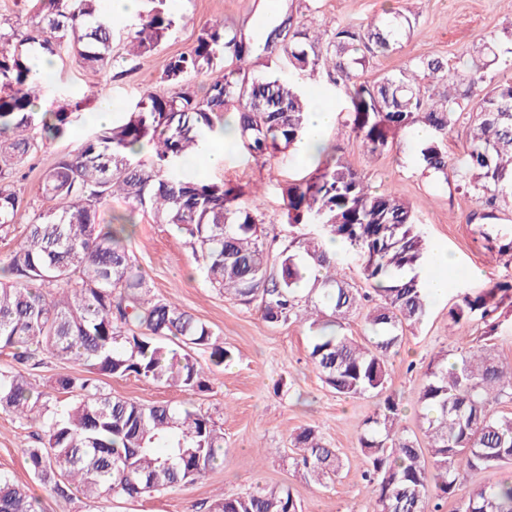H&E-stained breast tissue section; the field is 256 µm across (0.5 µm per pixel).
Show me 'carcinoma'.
I'll list each match as a JSON object with an SVG mask.
<instances>
[{
    "label": "carcinoma",
    "instance_id": "obj_1",
    "mask_svg": "<svg viewBox=\"0 0 512 512\" xmlns=\"http://www.w3.org/2000/svg\"><path fill=\"white\" fill-rule=\"evenodd\" d=\"M100 0H36L30 33L0 26V236L8 237L27 217L13 248L0 256V350L26 365L38 355L75 363L77 374L57 376L39 390L20 370L0 371V409L22 424L45 429L40 445L26 449L33 475L53 485L64 501L136 499L194 483L224 463V434L212 418L190 407L144 404L106 393L111 378L133 375L148 382L193 391L204 369L193 357L211 349V364L230 359L207 324L151 287L123 233L134 213L183 231L198 269L224 295L257 303L269 323H286L311 306L315 329L310 358L322 382L338 397L381 395L364 421L359 447L366 459L362 478L374 487L373 512H440L466 487L467 475L512 461V413L496 414L492 402L512 388V364L492 355L499 329L492 315L512 285L495 283L466 294L448 311L451 326L484 325L483 343L448 363L444 354L425 372L419 402L425 410L423 438L401 425L399 398L386 393L389 359L406 327L424 320L427 292L416 270L426 260L425 239L414 212L392 190L377 192L361 173L336 157L285 188L287 223L319 225L315 235L295 232L276 256L261 234L256 196L190 174L191 161L224 132V114L239 113V138L252 156L282 154L306 135L309 100L296 81L281 74L253 78L243 64L254 47L237 29L219 21L201 28L188 52L171 56L161 76L165 93L148 92L134 107L77 150L59 157L41 178L47 207L31 214L17 191L16 165L39 147L34 131L64 136L70 115L83 99H45L55 75L42 70L34 52L65 53L80 67L112 68V26ZM152 7L127 37L126 51H155L175 26L167 0ZM413 27L403 11L365 26H332L327 36L309 35L281 23L263 45L279 47L292 72L322 74L345 89L351 132L372 153L415 126L432 131L416 154L424 169L448 178L440 141L463 118L469 120L464 159L455 170L458 186L480 199L473 220L494 218L512 196V80L486 82L488 57L462 65L419 57L376 81L356 82L354 72L388 55ZM208 77L203 92L195 81ZM118 196L126 216L100 213ZM338 241L361 260L372 293L338 277V257L325 242ZM374 306L365 323L374 335L366 346L343 332L344 320ZM294 472L320 486L343 466L318 430L306 427L291 439ZM466 491V490H464ZM205 512H302L284 485L222 495ZM0 512H40L27 488L0 475ZM461 512H512V482L488 481L466 491Z\"/></svg>",
    "mask_w": 512,
    "mask_h": 512
}]
</instances>
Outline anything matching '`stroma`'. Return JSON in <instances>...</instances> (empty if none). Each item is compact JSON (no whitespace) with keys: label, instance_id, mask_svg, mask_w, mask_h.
<instances>
[{"label":"stroma","instance_id":"obj_1","mask_svg":"<svg viewBox=\"0 0 512 512\" xmlns=\"http://www.w3.org/2000/svg\"><path fill=\"white\" fill-rule=\"evenodd\" d=\"M392 8L415 17L414 28L395 50L358 72V80L374 81L420 56L454 62L486 44L505 42L512 32V0H278L273 11L266 0H181L173 11L176 27L153 53L134 57L114 47L108 72L81 68L67 58L54 60L53 95L59 99L102 89L115 111H127L144 93L163 91L160 77L169 57L188 51L203 25L215 18L250 35L288 17L298 28L314 20L359 25L384 17ZM92 114L89 106L73 113L66 135L45 143L27 159L17 188L33 207L43 204L37 194L43 171L98 132ZM324 139L329 151L358 169L372 189L397 191L412 207L430 253L450 255L455 262L456 274L448 281L447 293L430 298L423 322L404 332L390 361L387 390L399 398L403 421L415 430L422 423L418 393L424 372L438 355L456 347L448 337L449 309L460 295L496 282H512V204L499 206L494 219L481 224L470 221L477 209L475 198L458 188L456 179L438 180L423 169L413 150L414 133L401 135L399 144L374 154L350 132L340 136L331 128ZM319 161V156L302 158L295 153L285 160L256 158L235 146L227 151L223 168H204L200 174L247 193L260 190L262 233L271 249L278 251L287 245L290 230L283 217V190L288 181L313 173ZM128 246L153 293L176 301L211 326L232 358L216 368L209 350L195 349L193 355L206 380L196 392L134 376L109 380L107 390L112 396L145 404L185 403L210 415L224 434L223 465L205 480L136 500L88 501L77 495L65 503L28 467L24 450L38 443L33 429L0 410V474L26 486L42 512H200L202 503L218 495L241 494L274 483L290 486L303 512H370L374 492L361 478L366 462L358 439L362 422L375 412L379 397L348 399L326 388L309 357L313 333L308 322H266L255 306L211 288L176 226L138 217ZM472 268L481 269L482 278H466ZM305 427L316 428L343 460L339 474L327 486L305 483L295 476L288 458L279 454L280 449L289 448L293 434Z\"/></svg>","mask_w":512,"mask_h":512}]
</instances>
